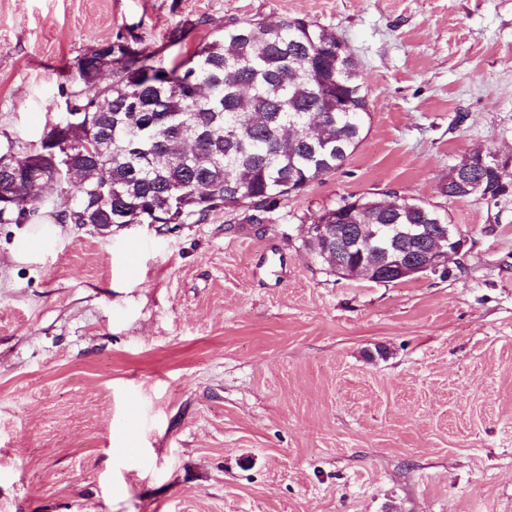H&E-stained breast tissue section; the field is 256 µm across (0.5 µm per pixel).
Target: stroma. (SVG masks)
<instances>
[{
    "instance_id": "35a3bbf8",
    "label": "stroma",
    "mask_w": 512,
    "mask_h": 512,
    "mask_svg": "<svg viewBox=\"0 0 512 512\" xmlns=\"http://www.w3.org/2000/svg\"><path fill=\"white\" fill-rule=\"evenodd\" d=\"M305 18L360 65L370 115L279 209L0 224V512H512V197L448 167L512 155V0H0V147L65 111L124 36L185 58L243 19ZM413 197L467 240L447 276L347 280L304 247L348 197Z\"/></svg>"
}]
</instances>
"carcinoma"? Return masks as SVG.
<instances>
[{"mask_svg":"<svg viewBox=\"0 0 512 512\" xmlns=\"http://www.w3.org/2000/svg\"><path fill=\"white\" fill-rule=\"evenodd\" d=\"M336 33L303 18L234 21L194 45L170 66L157 51L121 36L99 44L69 79L75 124L45 132L32 152L43 169L69 182L81 172L77 195L57 212L74 224L198 223L210 212L242 204L270 212L298 190L340 168L357 149L369 116L359 64H336ZM112 63L102 85L92 64ZM29 156L12 147L0 155V224H36L44 200L30 184ZM471 173L500 199V177L480 167ZM365 214L342 228L369 233L375 224H432L406 205Z\"/></svg>","mask_w":512,"mask_h":512,"instance_id":"1","label":"carcinoma"}]
</instances>
